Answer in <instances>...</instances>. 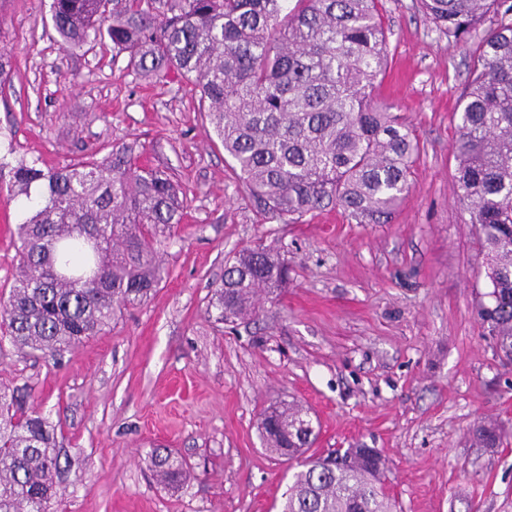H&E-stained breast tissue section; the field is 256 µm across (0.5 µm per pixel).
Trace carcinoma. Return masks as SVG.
I'll return each mask as SVG.
<instances>
[{"label": "carcinoma", "mask_w": 512, "mask_h": 512, "mask_svg": "<svg viewBox=\"0 0 512 512\" xmlns=\"http://www.w3.org/2000/svg\"><path fill=\"white\" fill-rule=\"evenodd\" d=\"M443 33L465 38L496 19L479 44L458 108L455 198L478 228L488 291L478 315L512 365V0H420ZM62 42L90 40L128 53L145 78L176 73L194 85L215 136L253 196L290 220L336 205L360 224L385 221L409 190L418 144L376 99L387 59L377 0H171L157 15L143 0H51ZM10 191L31 203L19 224V272L0 297L12 344L44 357L101 334L112 315L145 301L162 280L155 246L183 219L170 176L135 167L123 150L62 168L20 160ZM288 284V264L258 246L227 261L211 307L216 320L255 312L258 293ZM261 425L270 452L316 441L309 411L274 407ZM474 435L503 444L494 423ZM57 429L0 388V512H54L61 476ZM334 465L309 456L282 512H398L383 457L336 448ZM157 476L176 485L187 463L158 449Z\"/></svg>", "instance_id": "1"}]
</instances>
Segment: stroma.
<instances>
[{
  "instance_id": "obj_1",
  "label": "stroma",
  "mask_w": 512,
  "mask_h": 512,
  "mask_svg": "<svg viewBox=\"0 0 512 512\" xmlns=\"http://www.w3.org/2000/svg\"><path fill=\"white\" fill-rule=\"evenodd\" d=\"M50 3L0 0V144L56 168L125 149L186 197L164 278L104 334L54 360L0 337V386L61 435L58 512H278L300 466L266 450L259 422L283 400L318 420L314 453L379 449L402 512H512V441L472 434L484 419L512 433V366L475 312L481 245L454 195L457 106L486 26L457 42L416 0H381L377 93L419 143L410 192L385 224L339 208L289 223L250 196L191 84L140 78L107 41L66 48ZM258 245L287 260V288L216 321L227 258ZM160 446L191 465L178 486L151 471Z\"/></svg>"
}]
</instances>
